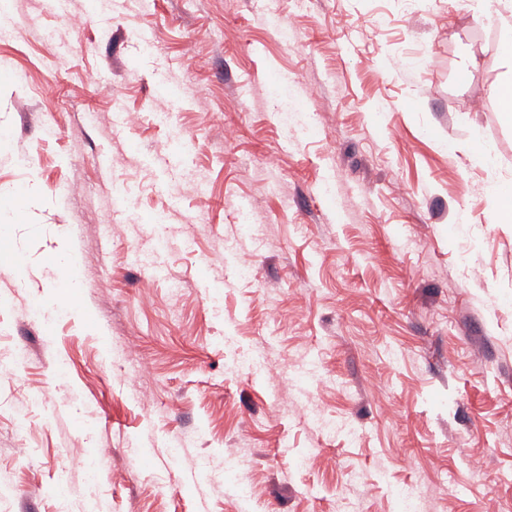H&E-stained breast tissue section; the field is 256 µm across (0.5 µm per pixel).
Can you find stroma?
Listing matches in <instances>:
<instances>
[{
  "label": "stroma",
  "instance_id": "obj_1",
  "mask_svg": "<svg viewBox=\"0 0 512 512\" xmlns=\"http://www.w3.org/2000/svg\"><path fill=\"white\" fill-rule=\"evenodd\" d=\"M491 1L512 15V0L408 15L398 0H63L76 35L46 0H9L0 187L35 196L22 210L0 194V339L27 350L0 372V470L17 485L0 512H395L413 481L421 512H512V223L491 220L512 180L495 95L512 64ZM276 78L317 88L299 104L310 129L277 123ZM243 450L246 492L210 479L206 461Z\"/></svg>",
  "mask_w": 512,
  "mask_h": 512
}]
</instances>
